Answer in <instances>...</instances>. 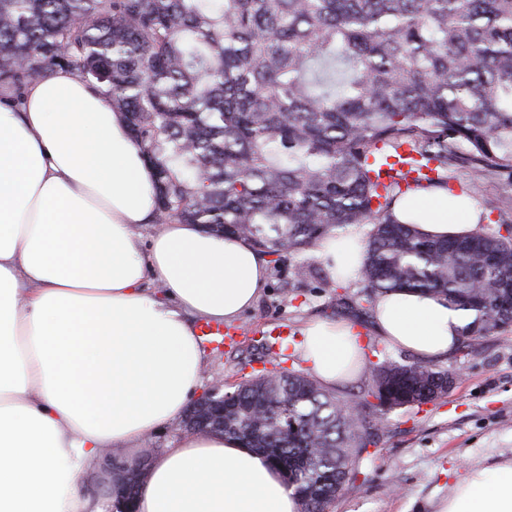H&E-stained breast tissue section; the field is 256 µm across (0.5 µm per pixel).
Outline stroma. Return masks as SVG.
Here are the masks:
<instances>
[{"instance_id":"1","label":"stroma","mask_w":512,"mask_h":512,"mask_svg":"<svg viewBox=\"0 0 512 512\" xmlns=\"http://www.w3.org/2000/svg\"><path fill=\"white\" fill-rule=\"evenodd\" d=\"M303 260L313 274L300 283L294 268ZM316 318L350 321L354 315L337 307L336 288L315 251L283 257L253 308L238 320L248 328L247 338L220 351L207 346L204 383L220 380L225 391H234L267 365L257 340L283 325L289 337H299ZM436 365L459 371L453 389L435 402L389 411L350 489L328 512H433L465 470L512 458V327L492 332L468 353L451 352Z\"/></svg>"}]
</instances>
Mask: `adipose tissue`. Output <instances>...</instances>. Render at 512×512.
I'll use <instances>...</instances> for the list:
<instances>
[{
    "label": "adipose tissue",
    "instance_id": "ef3b65f1",
    "mask_svg": "<svg viewBox=\"0 0 512 512\" xmlns=\"http://www.w3.org/2000/svg\"><path fill=\"white\" fill-rule=\"evenodd\" d=\"M393 214L448 238L476 231L481 210L431 188ZM365 247L357 226L324 236L317 254L349 282ZM267 277L240 238L158 223L153 170L105 88L56 67L21 101L0 89V512H117L81 478L101 471L106 449L139 447L182 417L204 373L194 319L237 321ZM473 319L432 294L374 302L381 339L424 362L448 355ZM297 349L329 387L361 369L346 321H309ZM136 510L302 512V502L263 455L193 432L153 456ZM436 512H512V460L469 470Z\"/></svg>",
    "mask_w": 512,
    "mask_h": 512
}]
</instances>
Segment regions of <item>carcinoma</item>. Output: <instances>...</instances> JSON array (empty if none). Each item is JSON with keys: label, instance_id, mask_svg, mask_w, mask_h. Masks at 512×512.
I'll return each instance as SVG.
<instances>
[{"label": "carcinoma", "instance_id": "carcinoma-1", "mask_svg": "<svg viewBox=\"0 0 512 512\" xmlns=\"http://www.w3.org/2000/svg\"><path fill=\"white\" fill-rule=\"evenodd\" d=\"M106 88L154 169L160 223L236 235L279 262L369 224L351 308L402 289L475 312L460 349L512 325V225L430 239L402 195L512 177V0H0V84L53 66ZM407 149L419 176L379 181ZM206 430L263 454L327 512L388 411L448 393L452 369L368 362L352 398L276 362ZM376 402H371L370 398Z\"/></svg>", "mask_w": 512, "mask_h": 512}]
</instances>
